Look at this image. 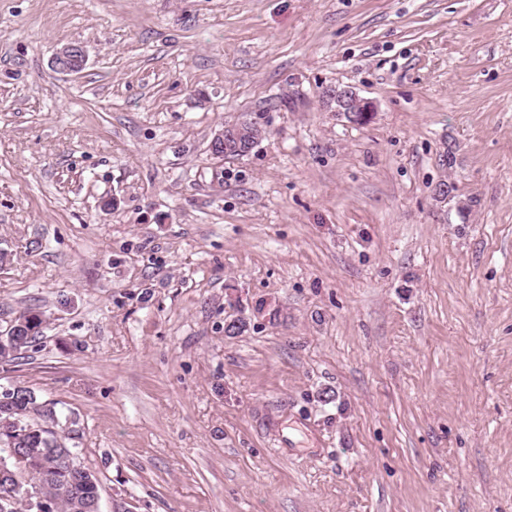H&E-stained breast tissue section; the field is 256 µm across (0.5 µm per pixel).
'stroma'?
<instances>
[{
	"instance_id": "1",
	"label": "stroma",
	"mask_w": 512,
	"mask_h": 512,
	"mask_svg": "<svg viewBox=\"0 0 512 512\" xmlns=\"http://www.w3.org/2000/svg\"><path fill=\"white\" fill-rule=\"evenodd\" d=\"M0 250L101 512H512V0H0ZM54 64L57 70L65 73H78L86 65V53L82 46L73 43L62 45L56 52ZM375 106L372 101L360 97L350 87L336 91V112L350 123L356 124L357 117L353 112L372 114ZM229 126L238 131V140L232 139L229 141L227 145L229 152L227 155H224V158L239 157L248 154L266 135L265 128L247 115H241L233 121L224 122V127ZM224 127L214 135L210 147L212 144L218 142L225 144V138L231 137Z\"/></svg>"
}]
</instances>
